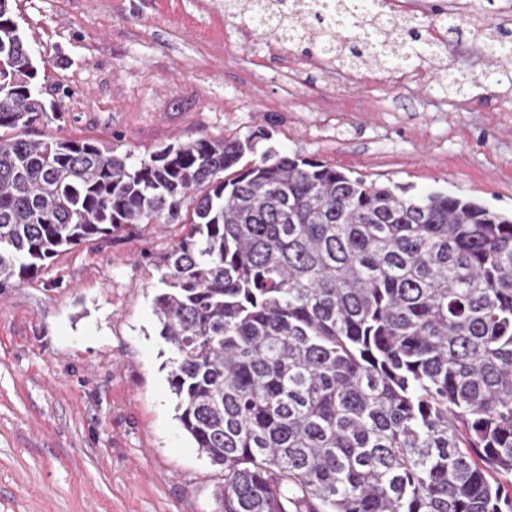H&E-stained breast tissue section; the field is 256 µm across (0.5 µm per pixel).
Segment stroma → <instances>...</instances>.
Masks as SVG:
<instances>
[{"label":"stroma","mask_w":512,"mask_h":512,"mask_svg":"<svg viewBox=\"0 0 512 512\" xmlns=\"http://www.w3.org/2000/svg\"><path fill=\"white\" fill-rule=\"evenodd\" d=\"M196 0H13L39 133L143 157L203 136H244L353 176L444 188L512 214V83L442 93L437 62L342 81L268 51H239ZM184 224H129L0 287V512H219L223 475L178 419L171 349L153 308Z\"/></svg>","instance_id":"stroma-1"}]
</instances>
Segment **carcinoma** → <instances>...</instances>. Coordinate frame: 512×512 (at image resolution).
I'll use <instances>...</instances> for the list:
<instances>
[{"instance_id":"carcinoma-1","label":"carcinoma","mask_w":512,"mask_h":512,"mask_svg":"<svg viewBox=\"0 0 512 512\" xmlns=\"http://www.w3.org/2000/svg\"><path fill=\"white\" fill-rule=\"evenodd\" d=\"M378 57L356 20L303 41L350 69L423 61L436 18H384ZM512 81V30L446 28ZM30 43L0 0V285L127 224H188L153 298L169 387L222 469L221 512H512V217L443 190L352 177L268 149L269 132L201 137L132 160L39 136Z\"/></svg>"}]
</instances>
